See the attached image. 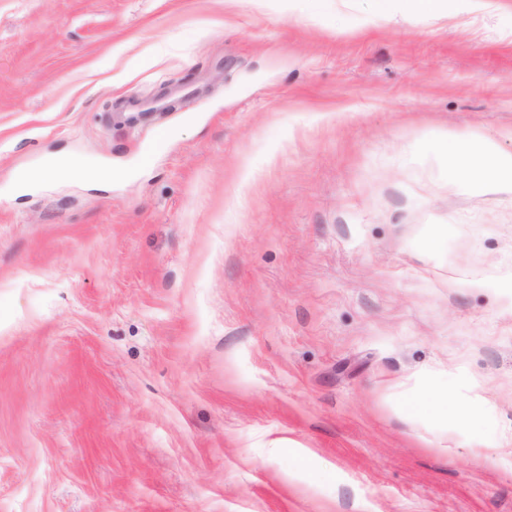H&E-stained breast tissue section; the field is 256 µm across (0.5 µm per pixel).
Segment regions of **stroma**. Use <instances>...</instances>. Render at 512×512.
Here are the masks:
<instances>
[{
	"label": "stroma",
	"instance_id": "obj_1",
	"mask_svg": "<svg viewBox=\"0 0 512 512\" xmlns=\"http://www.w3.org/2000/svg\"><path fill=\"white\" fill-rule=\"evenodd\" d=\"M479 136L512 0H0V512H512V188L436 147ZM61 157L114 178L20 181ZM404 413L410 417L415 414L433 415L449 419L456 426L470 429L474 423L485 417V406L479 396L470 397L458 406H448V395L428 389L413 397L404 405Z\"/></svg>",
	"mask_w": 512,
	"mask_h": 512
}]
</instances>
